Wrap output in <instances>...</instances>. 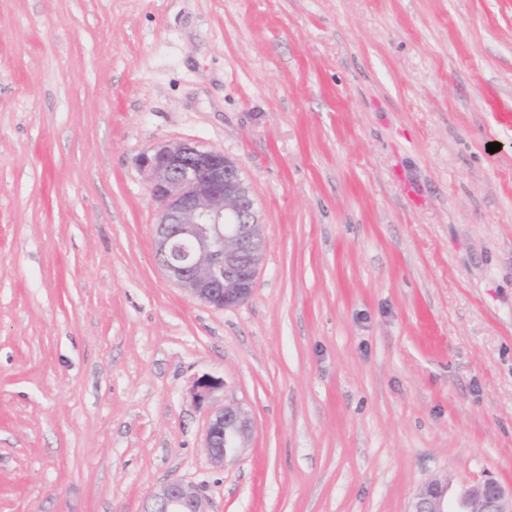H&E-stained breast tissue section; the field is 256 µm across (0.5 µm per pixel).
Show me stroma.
I'll use <instances>...</instances> for the list:
<instances>
[{
	"instance_id": "35a3bbf8",
	"label": "stroma",
	"mask_w": 512,
	"mask_h": 512,
	"mask_svg": "<svg viewBox=\"0 0 512 512\" xmlns=\"http://www.w3.org/2000/svg\"><path fill=\"white\" fill-rule=\"evenodd\" d=\"M180 140L261 215L233 308L155 257L140 158ZM225 406L252 431L217 466ZM489 477L512 485V0H0V512H142L171 480L210 512H408Z\"/></svg>"
}]
</instances>
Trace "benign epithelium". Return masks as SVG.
I'll list each match as a JSON object with an SVG mask.
<instances>
[{
    "instance_id": "benign-epithelium-1",
    "label": "benign epithelium",
    "mask_w": 512,
    "mask_h": 512,
    "mask_svg": "<svg viewBox=\"0 0 512 512\" xmlns=\"http://www.w3.org/2000/svg\"><path fill=\"white\" fill-rule=\"evenodd\" d=\"M149 192L159 205L155 254L181 289L217 309L247 300L257 284L264 242L250 187L224 152L196 142L162 145L141 159ZM251 420L225 407L210 422L205 449L222 464L237 455ZM450 481L434 479L415 494L409 512H512V486L493 478L463 483L448 508ZM144 512H209L206 497L179 480L159 486Z\"/></svg>"
}]
</instances>
